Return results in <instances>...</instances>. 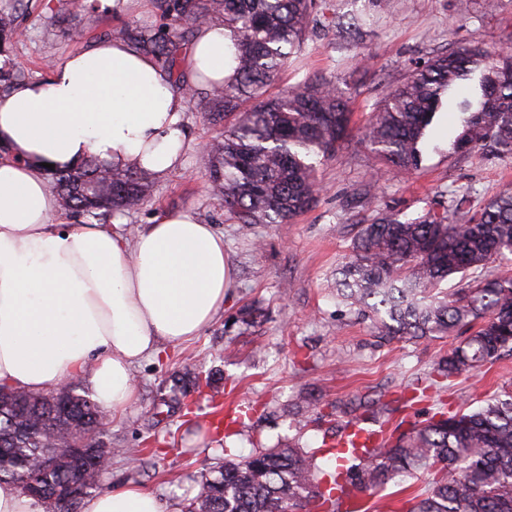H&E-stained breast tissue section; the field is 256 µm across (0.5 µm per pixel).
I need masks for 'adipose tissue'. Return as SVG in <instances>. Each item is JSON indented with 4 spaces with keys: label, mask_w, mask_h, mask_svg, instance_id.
I'll return each mask as SVG.
<instances>
[{
    "label": "adipose tissue",
    "mask_w": 512,
    "mask_h": 512,
    "mask_svg": "<svg viewBox=\"0 0 512 512\" xmlns=\"http://www.w3.org/2000/svg\"><path fill=\"white\" fill-rule=\"evenodd\" d=\"M229 41L202 28L189 84H223ZM186 99L154 60L118 39L54 63L0 95V385L41 392L87 378L114 412L136 397L132 367L199 335L224 307L233 271L224 236L187 210L155 214L135 240L119 224L57 220L48 167L89 158L166 177L182 166ZM83 512H162L128 487Z\"/></svg>",
    "instance_id": "1"
}]
</instances>
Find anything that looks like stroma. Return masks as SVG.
<instances>
[{"label": "stroma", "instance_id": "1", "mask_svg": "<svg viewBox=\"0 0 512 512\" xmlns=\"http://www.w3.org/2000/svg\"><path fill=\"white\" fill-rule=\"evenodd\" d=\"M48 2L30 0L18 17L24 36L7 54L12 65L36 79L69 52L104 39L107 30L160 22L154 0H74L73 18L66 22L51 21ZM329 5L338 15L369 13L364 34L347 43L313 38L268 88L275 95L317 75L353 102L351 132L320 169L317 202L286 224L238 223L217 206L202 158L221 129L190 108L184 115L188 146L182 172L155 179L151 201L117 218L132 236L156 213L192 209L201 223L223 233L234 282L223 311L199 336L164 347L133 368L131 405L118 414L105 410L100 442L117 454L99 493L134 484L155 494L164 512H181L198 481L225 457L240 459L288 439L320 446L325 431L352 418L355 396L384 395L389 427L405 429L441 404L466 408L512 386V356L482 373L433 384L447 339L380 338L370 319L336 299V270L348 262L361 226L378 213L421 216L451 186L468 189L477 210L512 186V161L449 153L454 128L445 122L430 134L421 167L411 174L395 168L377 172L362 140L389 87L430 58L464 45L512 50V0H498L491 11L483 0H472L466 16L459 0H386L380 9L370 0ZM190 372L210 376L220 399L248 405V418L228 435L194 436V423L183 411L162 403ZM301 415L307 426L299 431L293 422ZM147 438L154 447L145 448L139 466L130 465L121 449L144 447Z\"/></svg>", "mask_w": 512, "mask_h": 512}]
</instances>
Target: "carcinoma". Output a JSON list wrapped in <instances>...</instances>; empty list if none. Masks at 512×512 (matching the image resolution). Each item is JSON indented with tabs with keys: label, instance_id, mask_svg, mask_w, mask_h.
<instances>
[{
	"label": "carcinoma",
	"instance_id": "obj_1",
	"mask_svg": "<svg viewBox=\"0 0 512 512\" xmlns=\"http://www.w3.org/2000/svg\"><path fill=\"white\" fill-rule=\"evenodd\" d=\"M165 24L124 25L107 36L132 44L174 76L193 108L221 138L205 150L217 204L241 224H286L319 194L318 164L329 160L350 132L351 101L323 77L276 97L266 87L313 36L361 29L331 18L326 0H155ZM26 0L0 5V47L20 36L17 14ZM224 25L233 73L224 87L181 81L180 52L204 26ZM28 81L20 68L0 67V91ZM460 113L449 141L453 154L512 159V52L468 45L437 56L390 88L362 131L378 160L407 173L421 167L427 128L444 106ZM49 182L61 208L100 224L144 204L151 173L108 168L95 158L77 169H56ZM353 258L337 271L336 299L374 318L379 335L433 339L465 334L437 364L443 379L494 365L512 351V275L489 270L512 256V188L474 213L429 211L402 221L375 217L352 243ZM461 275L448 294L441 282ZM101 411L81 386L60 399L53 391L0 389V483L34 480L50 490L68 487L75 466H49L55 436L74 443L99 440ZM335 457L332 472H316L319 454ZM88 490L106 473L82 464ZM431 476L428 491L404 512H512V389L471 411H442L400 432L381 429L362 444L322 441L305 450L293 441L239 460H226L206 477L185 512H338L335 490L349 486L373 495L403 473Z\"/></svg>",
	"mask_w": 512,
	"mask_h": 512
}]
</instances>
